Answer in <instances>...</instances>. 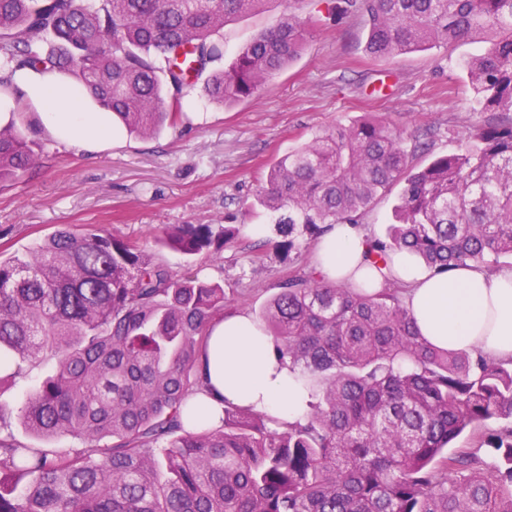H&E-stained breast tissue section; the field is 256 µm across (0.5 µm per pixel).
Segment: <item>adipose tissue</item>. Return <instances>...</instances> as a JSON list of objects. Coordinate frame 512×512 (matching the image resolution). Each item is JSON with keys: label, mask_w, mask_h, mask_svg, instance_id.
Listing matches in <instances>:
<instances>
[{"label": "adipose tissue", "mask_w": 512, "mask_h": 512, "mask_svg": "<svg viewBox=\"0 0 512 512\" xmlns=\"http://www.w3.org/2000/svg\"><path fill=\"white\" fill-rule=\"evenodd\" d=\"M13 82L39 108L53 135L83 149L111 142V115L86 111L81 95L57 74L21 70ZM369 239L363 225H332L316 247V275L343 288L369 292L398 284L419 334L431 344L512 360V267L491 271L469 263L436 274L403 249L376 264L368 255ZM305 400L304 390L279 360L272 338L249 314H229L213 324L204 387L192 398L200 419L218 423L229 401L289 422L303 416Z\"/></svg>", "instance_id": "adipose-tissue-1"}]
</instances>
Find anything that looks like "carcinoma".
Here are the masks:
<instances>
[{
    "instance_id": "1",
    "label": "carcinoma",
    "mask_w": 512,
    "mask_h": 512,
    "mask_svg": "<svg viewBox=\"0 0 512 512\" xmlns=\"http://www.w3.org/2000/svg\"><path fill=\"white\" fill-rule=\"evenodd\" d=\"M268 0H0V91L22 69L70 80L130 133L183 118V98L224 58V25ZM363 16L375 59L478 38L463 68L482 112H512V0H324ZM288 13L211 73L224 105L257 94L303 51ZM0 126V181L38 164ZM399 188L383 260L404 248L436 273L512 260V122L477 127L456 151L413 165L384 119H359L288 150L248 209L280 225L284 252L358 224ZM237 224H175L159 244L217 254ZM224 284L176 273L108 230L61 227L23 257L0 254V384L53 360L16 409L35 438L0 437V512H512V426L478 460L450 453L467 429L512 421V361L441 350L415 329L400 289L354 292L290 274L261 313L307 393L302 419L224 402L220 425L183 420L203 388V342ZM110 438L112 443L102 444Z\"/></svg>"
}]
</instances>
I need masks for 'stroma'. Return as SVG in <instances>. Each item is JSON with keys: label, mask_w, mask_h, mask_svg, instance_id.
Listing matches in <instances>:
<instances>
[{"label": "stroma", "mask_w": 512, "mask_h": 512, "mask_svg": "<svg viewBox=\"0 0 512 512\" xmlns=\"http://www.w3.org/2000/svg\"><path fill=\"white\" fill-rule=\"evenodd\" d=\"M289 12L314 19L291 67L229 108L196 85L182 122L155 136L124 132L112 144L80 149L51 134L36 106L15 107L16 126L38 130L33 149L39 165L22 179L0 182V251L24 254L64 225L101 226L154 252L173 271L190 268L222 282L229 312L255 316L281 278L308 274L313 264L315 242L303 255L286 254L276 246L281 236L269 216L246 210L269 165L290 147L373 113L401 130L408 145L427 143L413 157L423 166L458 149L475 127L506 118L476 111L470 102L461 62L478 43L376 59L363 50L362 17L329 23L316 0H266L261 11L230 21L218 68ZM231 215L241 219L240 234L218 254L189 259L157 241L163 226L220 224Z\"/></svg>", "instance_id": "1"}]
</instances>
